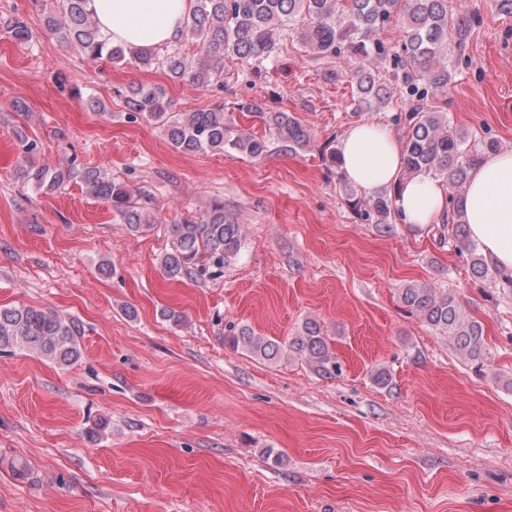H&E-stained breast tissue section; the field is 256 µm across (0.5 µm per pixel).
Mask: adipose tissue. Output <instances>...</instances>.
<instances>
[{"label":"adipose tissue","instance_id":"ef3b65f1","mask_svg":"<svg viewBox=\"0 0 512 512\" xmlns=\"http://www.w3.org/2000/svg\"><path fill=\"white\" fill-rule=\"evenodd\" d=\"M87 7L113 42L140 49L179 35L189 0H88ZM338 150L342 174L362 194L399 185L396 205L406 223H439L447 189L425 174L401 180V144L391 130L374 122L351 126ZM462 210L470 240L501 273L512 275L511 151L486 156L471 168Z\"/></svg>","mask_w":512,"mask_h":512}]
</instances>
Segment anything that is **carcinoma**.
I'll return each mask as SVG.
<instances>
[{
    "label": "carcinoma",
    "instance_id": "obj_1",
    "mask_svg": "<svg viewBox=\"0 0 512 512\" xmlns=\"http://www.w3.org/2000/svg\"><path fill=\"white\" fill-rule=\"evenodd\" d=\"M479 22L474 13L448 9V0H190L184 32L199 46V55L191 59L177 53L160 59L149 48L133 50L112 44L87 9V0H61L60 12L46 18L45 29L60 41L78 46L88 60L105 57L114 64L134 63L148 69L160 65L171 80L198 86L208 85L220 73L224 58L247 64L269 57L279 49L281 31H294L307 56L327 62L322 70L326 82L346 79L351 83L355 109H386L396 91L412 101L408 112L392 118L402 129V177L426 173L446 184L449 208L441 224L450 226L448 236L457 250L469 257L474 277L489 279L495 287L512 294V276L491 271L467 239L460 218L459 203L469 170L498 152V144L490 138L481 142L470 139L468 132L450 124L442 105L453 80L448 37L460 44ZM393 23L401 25L404 37L401 43L390 46L381 33ZM165 97L159 85L128 86V121L143 120L163 129L172 147L181 153H235L257 160L271 152L266 137L234 131L224 110L172 112ZM239 109L255 114L286 154L311 144L310 130L290 112H268L258 101L242 103ZM34 177L39 188L54 191L71 178V171L45 168ZM83 180L90 196L109 204L130 232L144 233L155 223L149 211L134 201L129 187L106 173L87 170ZM342 191L358 221L386 232L401 221L394 190L365 196L344 182ZM169 230L173 247L160 264L172 279L222 269L245 244L238 214L219 199L200 218L176 221ZM400 298L432 328L451 338L455 349L476 368L485 366L483 327L465 315L455 294L410 283L401 289ZM80 338L78 324L53 310L0 306V351L19 348L67 367L81 355ZM224 340L268 362L294 356L321 375L338 370L328 336L312 318L283 342L260 336L247 325L234 324L228 325Z\"/></svg>",
    "mask_w": 512,
    "mask_h": 512
}]
</instances>
